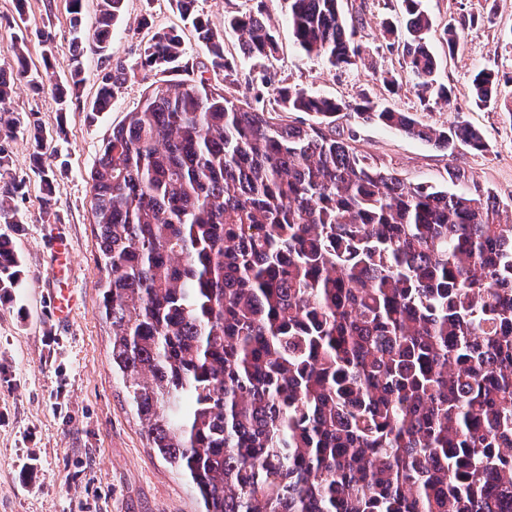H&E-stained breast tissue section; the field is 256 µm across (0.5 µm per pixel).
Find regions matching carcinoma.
Listing matches in <instances>:
<instances>
[{"label": "carcinoma", "mask_w": 512, "mask_h": 512, "mask_svg": "<svg viewBox=\"0 0 512 512\" xmlns=\"http://www.w3.org/2000/svg\"><path fill=\"white\" fill-rule=\"evenodd\" d=\"M67 0L72 69L54 100L79 97L89 50L105 64L89 112L106 111L128 67L112 63L124 0ZM177 0L213 68L230 70L224 33ZM409 15L406 69L436 92L431 21ZM300 47L332 66L361 57L339 0H288ZM247 58L278 44L263 10L228 19ZM0 68V221L21 224L8 107L28 78ZM177 31L156 32L144 67H180ZM504 76L473 77L478 105ZM286 112H304L296 125ZM382 125L454 153L487 150L459 121L446 130L364 98L283 86L277 103L230 96L204 76L150 85L112 128L90 171L102 315L112 366L148 441L195 486L202 512H512V224L460 170L452 188L405 184L330 133L336 118ZM31 170L51 215L43 129H27ZM0 235V295L21 284Z\"/></svg>", "instance_id": "obj_1"}]
</instances>
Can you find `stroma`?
<instances>
[{
  "instance_id": "35a3bbf8",
  "label": "stroma",
  "mask_w": 512,
  "mask_h": 512,
  "mask_svg": "<svg viewBox=\"0 0 512 512\" xmlns=\"http://www.w3.org/2000/svg\"><path fill=\"white\" fill-rule=\"evenodd\" d=\"M348 25L366 51L365 63L330 67L295 42L288 22V0H197L212 27L224 34L233 66V95L273 101L282 86L316 95L358 101L369 97L400 112H415L436 128L465 121L479 129L485 152L459 148L447 154L418 138L375 124L346 119L333 127L337 137L393 169L408 184L444 186L456 168L512 203V0H423L432 28L431 49L438 63L437 80L452 91L451 104L430 100L421 105L402 51L389 48V33H403L402 0H341ZM263 8L278 42L274 58H241L224 20ZM24 20L31 69H48L65 80L72 63L73 37L64 0H0V68L14 69L8 46ZM464 24L457 51H449L443 32ZM181 32L190 62L205 61L176 0H125L112 36V58L130 67L127 82L110 111L88 117L103 65L96 55L83 60L86 83L80 98L58 109L50 88L21 85L10 108L21 120H39L46 130L48 162L55 170L53 211L42 220L43 191L31 171V147L25 132L9 144L12 170L23 181L16 205L24 221L1 224L21 259L20 288L0 303V512H199L192 484L151 448L132 410L123 380L112 373V333L101 315L104 275L97 262L91 213L89 171L104 138L139 103L153 82L188 81L189 73L139 68V53L154 32ZM485 68L507 75L496 102L473 101L474 75ZM393 78L389 92L384 78ZM64 239L69 253L51 262L50 246ZM71 296L68 321L48 312L53 291Z\"/></svg>"
}]
</instances>
